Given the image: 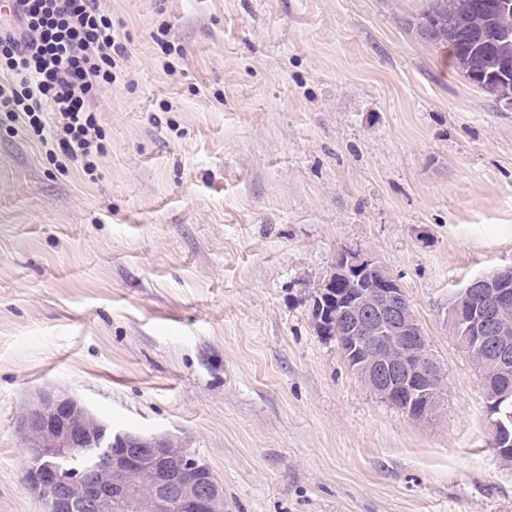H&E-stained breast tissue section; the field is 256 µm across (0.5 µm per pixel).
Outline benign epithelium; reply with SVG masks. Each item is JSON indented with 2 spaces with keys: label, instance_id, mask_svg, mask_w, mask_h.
Wrapping results in <instances>:
<instances>
[{
  "label": "benign epithelium",
  "instance_id": "benign-epithelium-1",
  "mask_svg": "<svg viewBox=\"0 0 512 512\" xmlns=\"http://www.w3.org/2000/svg\"><path fill=\"white\" fill-rule=\"evenodd\" d=\"M467 79L491 88L504 108H512V65L504 62L488 77L475 72ZM344 280L362 286L355 302L350 304L343 296L337 300L343 304L342 319L346 321L353 349L365 353L375 383H391L394 377L403 375L413 386L431 391V384L442 374L443 367L437 360L423 356L424 336L403 288L368 253L352 249L338 252L334 268L317 286L312 322L321 323V297L330 296L328 289L333 282ZM479 289L493 300L494 308L473 314L474 335L492 355L494 364L505 370L512 361V321L507 319L512 304V269L474 278L457 297L465 299ZM87 415L88 411L74 397L48 389L28 404L26 418L19 424L20 430L27 432L37 423L42 431L56 438L54 448L27 449L24 483L42 491L46 512H92L100 499L112 496V487L95 484L89 475L82 479L63 476L59 462L76 451L96 453L106 449L111 466L119 473L139 464L155 466L165 458L169 437L115 431L106 424L91 437L85 424ZM158 473L159 498L176 501L181 512H210L211 501L224 493V487L204 463L196 461L177 476L163 467Z\"/></svg>",
  "mask_w": 512,
  "mask_h": 512
}]
</instances>
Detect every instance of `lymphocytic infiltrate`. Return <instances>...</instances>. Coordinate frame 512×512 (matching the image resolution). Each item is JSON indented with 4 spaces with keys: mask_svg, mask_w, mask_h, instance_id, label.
Returning <instances> with one entry per match:
<instances>
[{
    "mask_svg": "<svg viewBox=\"0 0 512 512\" xmlns=\"http://www.w3.org/2000/svg\"><path fill=\"white\" fill-rule=\"evenodd\" d=\"M0 17V113L61 170L93 175L105 133L93 99L128 49L99 0H10Z\"/></svg>",
    "mask_w": 512,
    "mask_h": 512,
    "instance_id": "lymphocytic-infiltrate-1",
    "label": "lymphocytic infiltrate"
}]
</instances>
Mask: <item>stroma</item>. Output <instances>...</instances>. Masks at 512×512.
Masks as SVG:
<instances>
[{
  "label": "stroma",
  "instance_id": "stroma-1",
  "mask_svg": "<svg viewBox=\"0 0 512 512\" xmlns=\"http://www.w3.org/2000/svg\"><path fill=\"white\" fill-rule=\"evenodd\" d=\"M128 48L97 176L0 124V512H44L41 390L167 434L229 512H512L450 298L512 266V110L406 21L425 0H100ZM166 28L172 46L153 40ZM377 258L447 378L431 419L317 336L337 253Z\"/></svg>",
  "mask_w": 512,
  "mask_h": 512
}]
</instances>
